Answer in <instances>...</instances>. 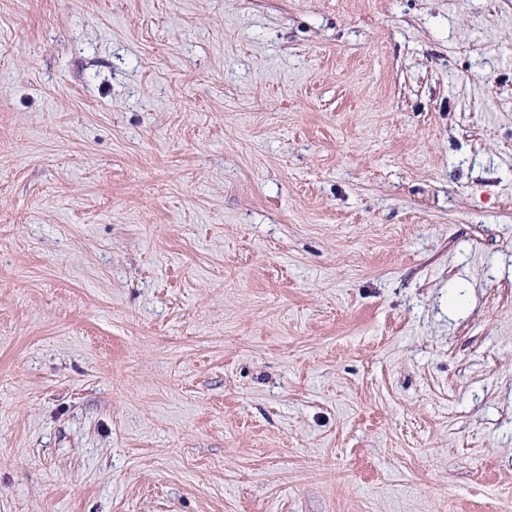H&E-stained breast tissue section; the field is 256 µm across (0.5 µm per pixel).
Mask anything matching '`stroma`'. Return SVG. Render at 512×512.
Returning a JSON list of instances; mask_svg holds the SVG:
<instances>
[{"mask_svg": "<svg viewBox=\"0 0 512 512\" xmlns=\"http://www.w3.org/2000/svg\"><path fill=\"white\" fill-rule=\"evenodd\" d=\"M0 512H512V0H0Z\"/></svg>", "mask_w": 512, "mask_h": 512, "instance_id": "1", "label": "stroma"}]
</instances>
